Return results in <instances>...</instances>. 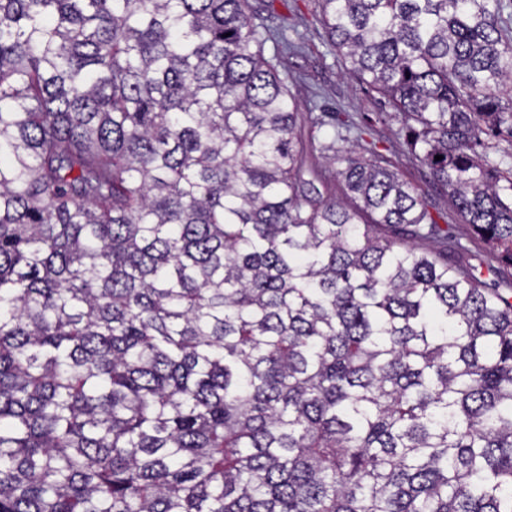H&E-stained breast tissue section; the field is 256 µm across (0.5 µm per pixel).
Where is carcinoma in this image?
I'll list each match as a JSON object with an SVG mask.
<instances>
[{"instance_id":"1","label":"carcinoma","mask_w":512,"mask_h":512,"mask_svg":"<svg viewBox=\"0 0 512 512\" xmlns=\"http://www.w3.org/2000/svg\"><path fill=\"white\" fill-rule=\"evenodd\" d=\"M321 4L488 260L249 0H0V512H512L503 0Z\"/></svg>"}]
</instances>
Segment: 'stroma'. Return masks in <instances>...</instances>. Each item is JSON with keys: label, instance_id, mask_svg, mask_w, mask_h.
I'll return each mask as SVG.
<instances>
[{"label": "stroma", "instance_id": "35a3bbf8", "mask_svg": "<svg viewBox=\"0 0 512 512\" xmlns=\"http://www.w3.org/2000/svg\"><path fill=\"white\" fill-rule=\"evenodd\" d=\"M250 6L272 31L284 32L300 46L298 53L283 55L280 74L298 98L301 111L316 115L345 112L356 123L372 128L383 154L403 178L429 193L434 213L453 225L456 236L473 254H485V245L452 202L432 194L427 168L409 154L401 123L385 116L381 96L345 77V63L329 44L322 26L319 0H250Z\"/></svg>", "mask_w": 512, "mask_h": 512}]
</instances>
